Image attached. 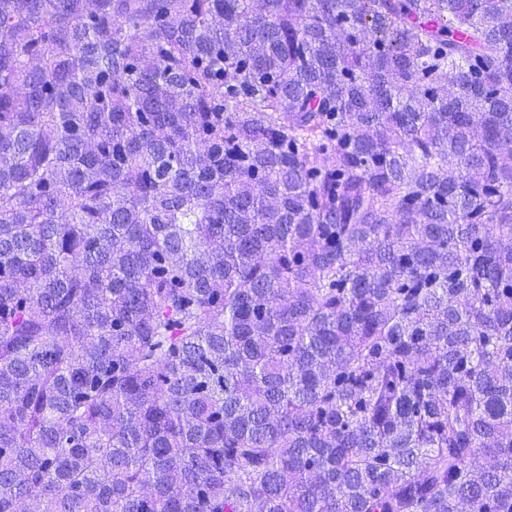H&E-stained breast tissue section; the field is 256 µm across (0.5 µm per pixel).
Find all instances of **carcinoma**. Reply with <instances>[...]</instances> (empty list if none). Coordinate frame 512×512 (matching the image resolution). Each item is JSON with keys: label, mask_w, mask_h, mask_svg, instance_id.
I'll use <instances>...</instances> for the list:
<instances>
[{"label": "carcinoma", "mask_w": 512, "mask_h": 512, "mask_svg": "<svg viewBox=\"0 0 512 512\" xmlns=\"http://www.w3.org/2000/svg\"><path fill=\"white\" fill-rule=\"evenodd\" d=\"M512 512V0H0V512Z\"/></svg>", "instance_id": "cac0c4a2"}]
</instances>
